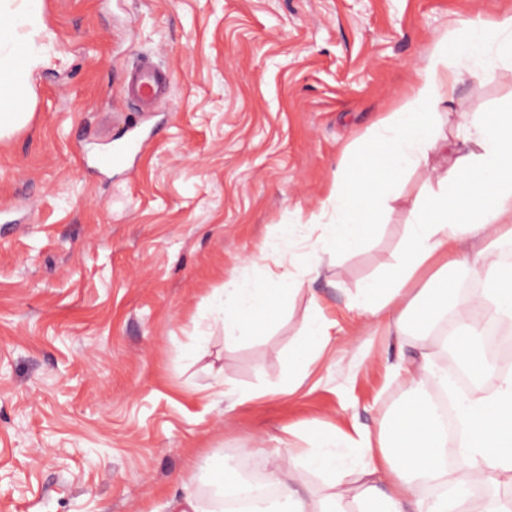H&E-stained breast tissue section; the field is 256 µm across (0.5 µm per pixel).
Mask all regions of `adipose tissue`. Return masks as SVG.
Returning a JSON list of instances; mask_svg holds the SVG:
<instances>
[{"instance_id":"adipose-tissue-1","label":"adipose tissue","mask_w":512,"mask_h":512,"mask_svg":"<svg viewBox=\"0 0 512 512\" xmlns=\"http://www.w3.org/2000/svg\"><path fill=\"white\" fill-rule=\"evenodd\" d=\"M40 0H0V137L24 126L29 114L28 76L46 56ZM512 63V11L492 20L466 18L436 38L397 104L384 112L344 151L345 163L319 212L307 221L278 227L268 248L275 271L235 277L211 298L230 342L263 335L265 311L320 275L322 254L363 247L380 225L385 203L411 172L443 149L448 167L436 187L416 199L401 251L387 273L365 281L349 306L365 320H382L399 336L403 381L413 392L379 432L356 434L309 428L305 447L277 449L269 479L271 499L252 512H470V482L492 486L479 512H512V370L488 361L485 326L512 323V266L487 265L485 253L512 241V111L477 112L464 118L454 137L443 135L438 110L453 103L464 75L494 76ZM471 271L483 283L464 293L449 275L419 286L421 272L435 261ZM457 356L474 376L473 389L457 394L458 434L449 438L423 396L427 378L442 391L453 384L435 367L425 342L441 324ZM336 334L318 299H310L302 322L304 345L288 355L279 392L295 393ZM325 471L328 492L316 496L305 470ZM437 494H421V484Z\"/></svg>"}]
</instances>
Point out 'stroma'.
Here are the masks:
<instances>
[{
  "mask_svg": "<svg viewBox=\"0 0 512 512\" xmlns=\"http://www.w3.org/2000/svg\"><path fill=\"white\" fill-rule=\"evenodd\" d=\"M512 0H41L52 38L29 122L0 140V512H167L208 501L215 460L269 471L286 426L377 430L406 397L395 337L346 308L398 254L440 157L409 173L359 251L228 346L211 296L265 274L279 225L318 211L343 148L396 104L434 38ZM151 57L169 97L139 112ZM512 106V66L459 83L456 114ZM151 143L84 173L131 125ZM339 332L305 385L271 395L311 294ZM253 392L240 404L236 396ZM124 92L142 110L153 105L165 94V83L157 78V64L146 58L126 79Z\"/></svg>",
  "mask_w": 512,
  "mask_h": 512,
  "instance_id": "35a3bbf8",
  "label": "stroma"
}]
</instances>
